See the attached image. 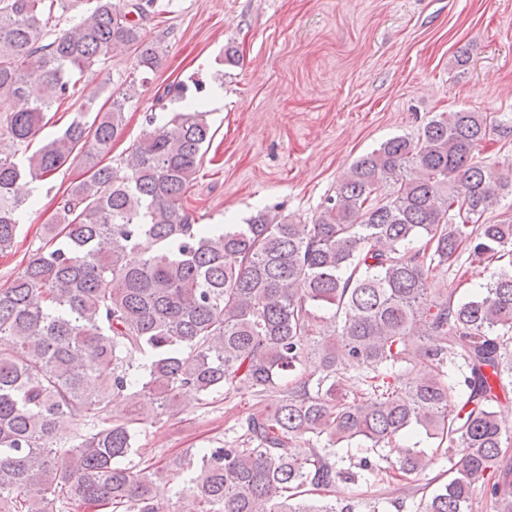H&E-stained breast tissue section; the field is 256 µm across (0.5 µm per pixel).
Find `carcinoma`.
Instances as JSON below:
<instances>
[{
	"mask_svg": "<svg viewBox=\"0 0 512 512\" xmlns=\"http://www.w3.org/2000/svg\"><path fill=\"white\" fill-rule=\"evenodd\" d=\"M165 12L163 0H0V138L31 143L114 51L134 54L141 74L157 69L161 46L144 30ZM145 82L131 78L107 108L78 98L71 123L23 160L0 144L1 253L28 205L19 180L82 172L49 240L0 290V512L58 501L178 512L186 497L193 512H357V500L321 501L337 479L358 481L335 448L368 443L359 466L372 483L408 485L430 465L396 445L412 430L437 452L462 449L448 480L418 488L417 512H471L478 491L492 512H512L499 419L512 377V221L481 222L512 196V167L477 160L496 120L441 112L416 136L387 139L349 166L310 224L268 210L199 224L186 194L213 138L202 103L169 119L150 112L125 157L103 162ZM183 94L170 84L156 104ZM464 252L510 260L479 295L432 293L430 279ZM224 388L260 405L232 443L199 449L190 485L160 503L156 484L178 481L186 458L127 466L143 427L185 395ZM117 400L133 405L123 419L112 418ZM66 424L84 432L63 447ZM307 438L323 447H301Z\"/></svg>",
	"mask_w": 512,
	"mask_h": 512,
	"instance_id": "cac0c4a2",
	"label": "carcinoma"
}]
</instances>
